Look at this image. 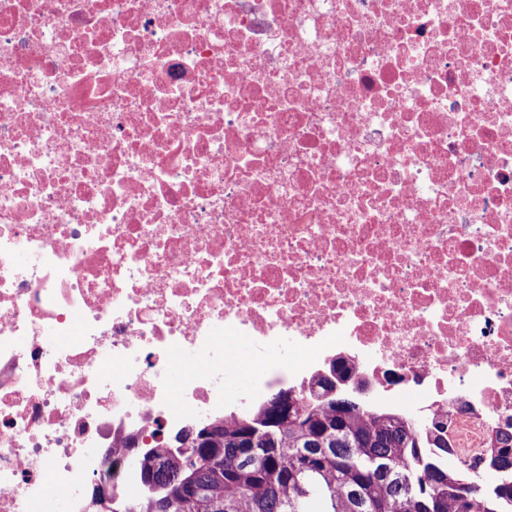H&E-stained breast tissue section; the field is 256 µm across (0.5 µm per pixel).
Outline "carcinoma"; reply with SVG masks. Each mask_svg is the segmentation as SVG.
<instances>
[{
	"label": "carcinoma",
	"instance_id": "cac0c4a2",
	"mask_svg": "<svg viewBox=\"0 0 512 512\" xmlns=\"http://www.w3.org/2000/svg\"><path fill=\"white\" fill-rule=\"evenodd\" d=\"M217 432L181 446L175 456L158 450L139 462L141 491L112 504V512H358L355 490L366 512H412L408 485L424 492L433 512H489L473 494L459 497L468 481L463 469L448 468V437L411 427L408 418L371 409L339 411L331 400H314L302 413H278L261 401L245 417L219 420ZM266 431L248 447L250 426ZM326 449L320 464L306 454ZM384 460L389 475H369L362 463ZM186 478L194 498L170 494Z\"/></svg>",
	"mask_w": 512,
	"mask_h": 512
}]
</instances>
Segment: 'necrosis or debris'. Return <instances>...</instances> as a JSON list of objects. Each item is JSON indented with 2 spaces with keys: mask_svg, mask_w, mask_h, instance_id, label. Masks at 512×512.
I'll list each match as a JSON object with an SVG mask.
<instances>
[{
  "mask_svg": "<svg viewBox=\"0 0 512 512\" xmlns=\"http://www.w3.org/2000/svg\"><path fill=\"white\" fill-rule=\"evenodd\" d=\"M339 358L512 433V0H0V512ZM237 351L245 371L243 380L225 377L224 392L230 395L250 394L254 390L257 377L264 371V363L258 358L256 349L248 340L237 341Z\"/></svg>",
  "mask_w": 512,
  "mask_h": 512,
  "instance_id": "4bbe7bcc",
  "label": "necrosis or debris"
}]
</instances>
